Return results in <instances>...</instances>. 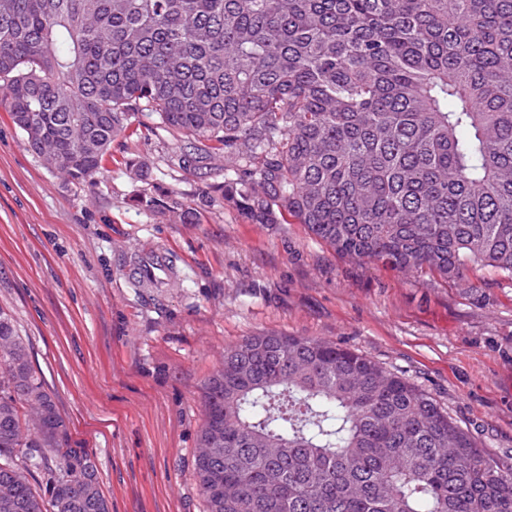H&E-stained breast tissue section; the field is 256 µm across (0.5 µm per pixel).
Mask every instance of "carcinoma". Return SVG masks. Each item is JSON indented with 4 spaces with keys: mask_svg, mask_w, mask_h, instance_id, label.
<instances>
[{
    "mask_svg": "<svg viewBox=\"0 0 512 512\" xmlns=\"http://www.w3.org/2000/svg\"><path fill=\"white\" fill-rule=\"evenodd\" d=\"M12 122L70 180L140 112L224 155L222 199L303 224L336 254L471 283L512 281V0H0ZM171 224L198 209L160 189ZM0 512H110L0 308ZM46 415L22 441L26 399ZM207 512H512L501 470L428 394L364 354L262 333L201 387ZM23 456L17 465L14 457ZM48 498L28 476L51 471Z\"/></svg>",
    "mask_w": 512,
    "mask_h": 512,
    "instance_id": "carcinoma-1",
    "label": "carcinoma"
}]
</instances>
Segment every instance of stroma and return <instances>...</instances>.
Wrapping results in <instances>:
<instances>
[{"label": "stroma", "instance_id": "1", "mask_svg": "<svg viewBox=\"0 0 512 512\" xmlns=\"http://www.w3.org/2000/svg\"><path fill=\"white\" fill-rule=\"evenodd\" d=\"M179 135L133 118L86 182L33 153L0 105V307L93 456L112 512H206L194 476L201 386L226 347L264 332L367 355L432 397L512 465V282L475 288L338 256L302 224H255L213 187L224 158L179 168ZM202 202L171 224L135 202ZM174 269L139 283L140 252Z\"/></svg>", "mask_w": 512, "mask_h": 512}]
</instances>
